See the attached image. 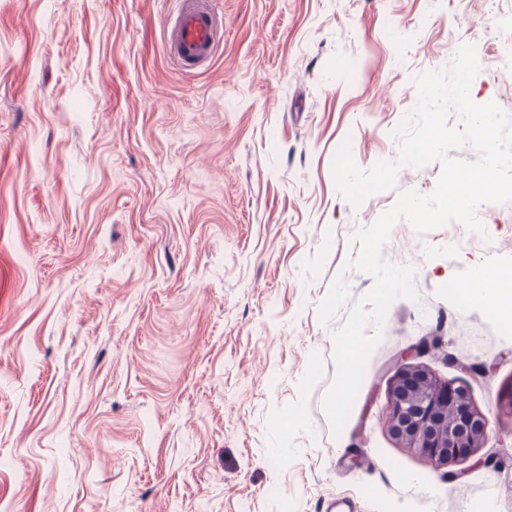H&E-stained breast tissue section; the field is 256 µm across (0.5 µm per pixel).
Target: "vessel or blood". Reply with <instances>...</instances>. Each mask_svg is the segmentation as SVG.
I'll list each match as a JSON object with an SVG mask.
<instances>
[{
    "instance_id": "obj_1",
    "label": "vessel or blood",
    "mask_w": 512,
    "mask_h": 512,
    "mask_svg": "<svg viewBox=\"0 0 512 512\" xmlns=\"http://www.w3.org/2000/svg\"><path fill=\"white\" fill-rule=\"evenodd\" d=\"M177 10L164 18L167 53L180 71L207 67L224 42V19L212 0H178Z\"/></svg>"
}]
</instances>
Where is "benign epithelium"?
Masks as SVG:
<instances>
[{
  "label": "benign epithelium",
  "instance_id": "7a95c632",
  "mask_svg": "<svg viewBox=\"0 0 512 512\" xmlns=\"http://www.w3.org/2000/svg\"><path fill=\"white\" fill-rule=\"evenodd\" d=\"M388 431L437 467L467 461L487 436L489 421L470 402L467 388L442 384L425 368L405 364L393 376Z\"/></svg>",
  "mask_w": 512,
  "mask_h": 512
}]
</instances>
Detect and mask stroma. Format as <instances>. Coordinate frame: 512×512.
Listing matches in <instances>:
<instances>
[{
	"instance_id": "obj_1",
	"label": "stroma",
	"mask_w": 512,
	"mask_h": 512,
	"mask_svg": "<svg viewBox=\"0 0 512 512\" xmlns=\"http://www.w3.org/2000/svg\"><path fill=\"white\" fill-rule=\"evenodd\" d=\"M176 6L0 0V512H512V332L461 293L512 273V201L480 233L394 223L382 258L418 297L368 320L348 416L324 412L375 285L358 234L442 173L400 161L415 79L473 46L472 101L512 113V0H219L195 73L165 51ZM346 141L395 187L352 205ZM424 336L490 423L451 470L387 428Z\"/></svg>"
}]
</instances>
